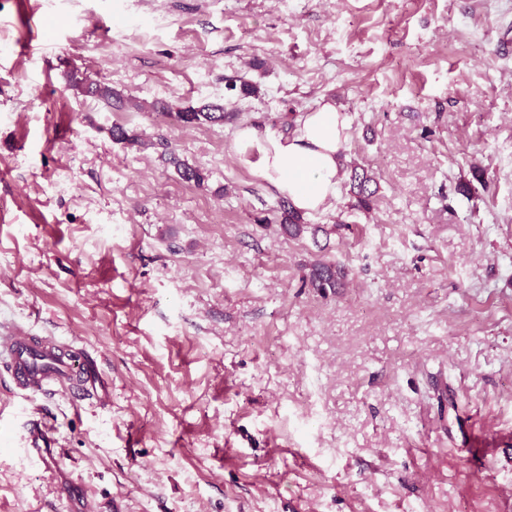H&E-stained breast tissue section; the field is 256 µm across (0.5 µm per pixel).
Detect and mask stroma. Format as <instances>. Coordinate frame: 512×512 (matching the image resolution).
Here are the masks:
<instances>
[{
	"instance_id": "35a3bbf8",
	"label": "stroma",
	"mask_w": 512,
	"mask_h": 512,
	"mask_svg": "<svg viewBox=\"0 0 512 512\" xmlns=\"http://www.w3.org/2000/svg\"><path fill=\"white\" fill-rule=\"evenodd\" d=\"M325 97L378 190L340 182L292 237L234 132ZM207 103L223 122L173 117ZM12 325L103 389L0 364V512H70L60 484L95 512H512V0H0ZM69 81L71 82L73 87L81 88L82 92L87 95L97 96L103 100H105L109 105L112 106V98H114L115 104L121 103V98L115 95H112V88L107 85L101 86L98 83H87L86 78H79L77 74L73 73L69 77ZM340 269L333 264L317 263L310 273V282L313 288L326 291V288H336L339 284ZM0 358L6 364L14 386L21 390L46 392L65 388L72 402L92 396V365L84 352L53 343L36 341L20 328L3 336ZM55 442L53 430L46 423L31 421L23 447L26 454L37 463L42 462L45 468H52L55 461L45 458L46 448Z\"/></svg>"
}]
</instances>
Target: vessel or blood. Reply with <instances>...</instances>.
I'll return each mask as SVG.
<instances>
[{"instance_id":"obj_1","label":"vessel or blood","mask_w":512,"mask_h":512,"mask_svg":"<svg viewBox=\"0 0 512 512\" xmlns=\"http://www.w3.org/2000/svg\"><path fill=\"white\" fill-rule=\"evenodd\" d=\"M0 360L18 389L46 392L60 387L74 402L84 401L92 394L89 387L92 365L85 353L36 341L22 329H11L0 339ZM54 441L52 429L34 421L27 430L24 448L29 457L40 463Z\"/></svg>"}]
</instances>
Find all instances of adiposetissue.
<instances>
[{"label": "adipose tissue", "instance_id": "obj_1", "mask_svg": "<svg viewBox=\"0 0 512 512\" xmlns=\"http://www.w3.org/2000/svg\"><path fill=\"white\" fill-rule=\"evenodd\" d=\"M348 122L335 102L324 99L300 114L292 131L263 133L246 126L237 131L235 146L258 178L309 215L336 197Z\"/></svg>", "mask_w": 512, "mask_h": 512}]
</instances>
